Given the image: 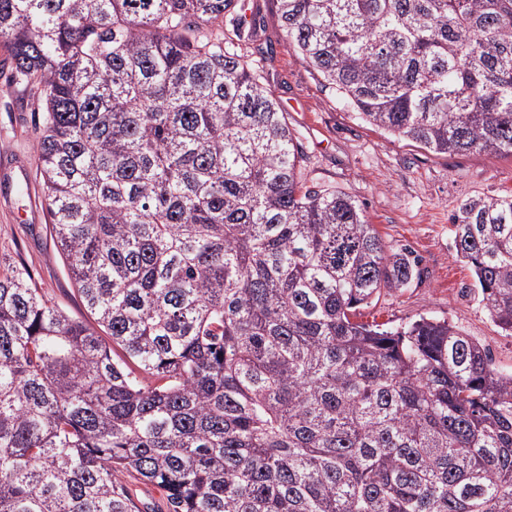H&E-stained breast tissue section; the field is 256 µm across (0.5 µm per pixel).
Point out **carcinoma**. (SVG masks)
Masks as SVG:
<instances>
[{"label": "carcinoma", "mask_w": 512, "mask_h": 512, "mask_svg": "<svg viewBox=\"0 0 512 512\" xmlns=\"http://www.w3.org/2000/svg\"><path fill=\"white\" fill-rule=\"evenodd\" d=\"M284 41L364 122L512 155V0H276ZM230 18L232 31L224 28ZM238 0H0L39 89L56 246L93 323L0 278V512H512V371L408 287L252 66ZM512 336V195L451 217ZM124 483L130 488L133 499L140 509L139 512H150L148 508H152L154 504H162L165 497L164 491L156 486H142L125 479ZM136 490V491H135Z\"/></svg>", "instance_id": "1"}]
</instances>
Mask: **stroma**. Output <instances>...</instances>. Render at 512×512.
Returning a JSON list of instances; mask_svg holds the SVG:
<instances>
[{"mask_svg":"<svg viewBox=\"0 0 512 512\" xmlns=\"http://www.w3.org/2000/svg\"><path fill=\"white\" fill-rule=\"evenodd\" d=\"M260 13L259 64L305 155L308 184L352 196L393 248L418 255L421 277L363 308L360 321L397 327L431 316L485 345L512 366V336L490 320L471 268L454 250L451 215L469 197L512 194V156L436 154L362 121L283 40L275 0H253ZM42 115L33 88L11 80L0 47V276L26 266L46 299L85 318L76 287L54 244L37 160Z\"/></svg>","mask_w":512,"mask_h":512,"instance_id":"stroma-1","label":"stroma"}]
</instances>
